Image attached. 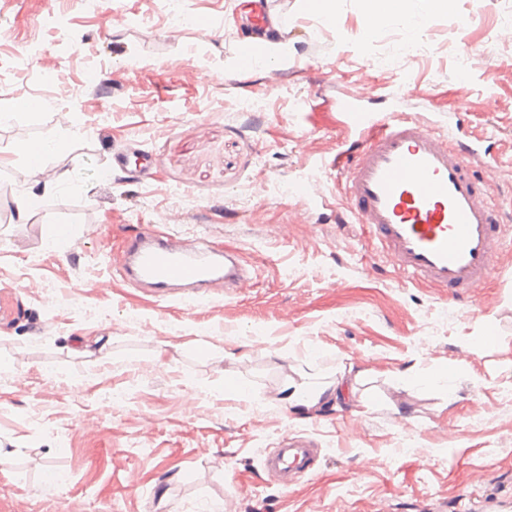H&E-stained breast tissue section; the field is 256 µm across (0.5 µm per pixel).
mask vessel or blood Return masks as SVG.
Instances as JSON below:
<instances>
[{
	"instance_id": "b4317fda",
	"label": "vessel or blood",
	"mask_w": 512,
	"mask_h": 512,
	"mask_svg": "<svg viewBox=\"0 0 512 512\" xmlns=\"http://www.w3.org/2000/svg\"><path fill=\"white\" fill-rule=\"evenodd\" d=\"M252 3L253 30L277 24L270 0ZM369 98L357 91L342 102L352 139L336 158V176L352 219L368 226L404 280L431 284L452 299L475 298L497 266L501 234L497 210L473 175L479 145L435 132L420 113L368 111ZM118 273L161 300L208 299L254 281L237 250L147 227L128 238ZM320 457L314 440L285 436L265 453L262 471L286 486L312 473Z\"/></svg>"
}]
</instances>
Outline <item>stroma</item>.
Listing matches in <instances>:
<instances>
[{
    "mask_svg": "<svg viewBox=\"0 0 512 512\" xmlns=\"http://www.w3.org/2000/svg\"><path fill=\"white\" fill-rule=\"evenodd\" d=\"M235 2L180 0L178 24L168 0H0V512H512V0H412L418 28L276 0L288 58L240 68ZM364 83L483 142L506 235L474 305L337 222L335 177L318 203L290 191L345 149L338 103ZM48 137L65 148L25 174L13 146ZM158 213L240 250L254 287L185 303L122 281L109 257ZM342 378L344 399L289 400ZM289 432L324 460L283 487L261 465Z\"/></svg>",
    "mask_w": 512,
    "mask_h": 512,
    "instance_id": "1",
    "label": "stroma"
}]
</instances>
